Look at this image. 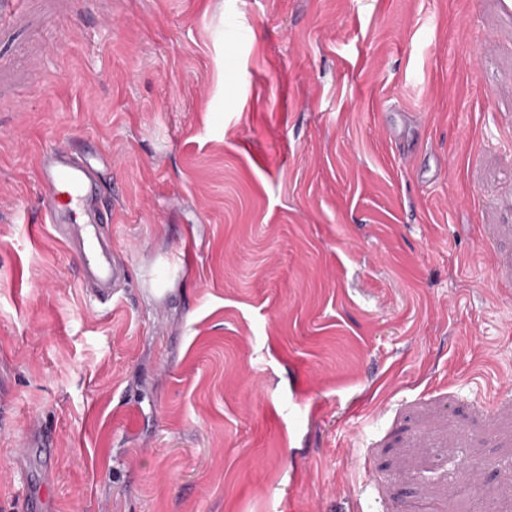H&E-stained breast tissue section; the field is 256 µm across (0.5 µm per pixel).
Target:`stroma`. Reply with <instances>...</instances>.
Wrapping results in <instances>:
<instances>
[{
    "label": "stroma",
    "instance_id": "1",
    "mask_svg": "<svg viewBox=\"0 0 512 512\" xmlns=\"http://www.w3.org/2000/svg\"><path fill=\"white\" fill-rule=\"evenodd\" d=\"M79 136L106 313L31 229L37 152ZM32 491L512 512V0H0V512Z\"/></svg>",
    "mask_w": 512,
    "mask_h": 512
}]
</instances>
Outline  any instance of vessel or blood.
Segmentation results:
<instances>
[{"mask_svg":"<svg viewBox=\"0 0 512 512\" xmlns=\"http://www.w3.org/2000/svg\"><path fill=\"white\" fill-rule=\"evenodd\" d=\"M40 221L51 225L73 253L90 302L110 307L126 293L129 271L112 250V207L102 198L104 171L98 156L50 144L37 167Z\"/></svg>","mask_w":512,"mask_h":512,"instance_id":"1","label":"vessel or blood"}]
</instances>
